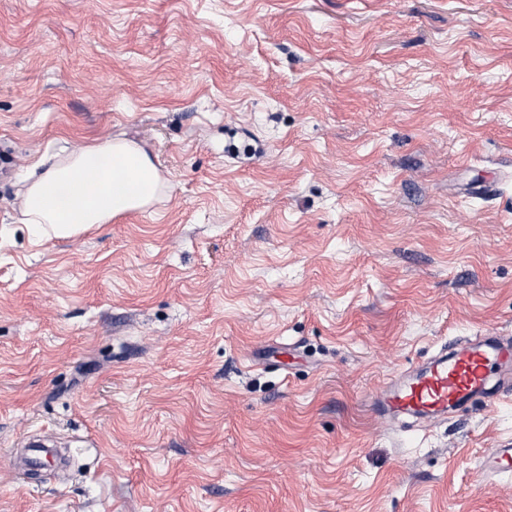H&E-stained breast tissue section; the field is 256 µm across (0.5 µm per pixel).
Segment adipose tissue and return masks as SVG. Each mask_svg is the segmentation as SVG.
Instances as JSON below:
<instances>
[{"instance_id": "adipose-tissue-1", "label": "adipose tissue", "mask_w": 512, "mask_h": 512, "mask_svg": "<svg viewBox=\"0 0 512 512\" xmlns=\"http://www.w3.org/2000/svg\"><path fill=\"white\" fill-rule=\"evenodd\" d=\"M166 188L142 147L111 139L33 165L21 181V221L44 236H71L147 210Z\"/></svg>"}]
</instances>
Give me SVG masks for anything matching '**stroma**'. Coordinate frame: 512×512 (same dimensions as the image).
I'll list each match as a JSON object with an SVG mask.
<instances>
[{
	"mask_svg": "<svg viewBox=\"0 0 512 512\" xmlns=\"http://www.w3.org/2000/svg\"><path fill=\"white\" fill-rule=\"evenodd\" d=\"M123 137L168 183L67 238L26 170ZM237 152H229V144ZM512 336V0H0V512H512V394L370 399ZM68 445L40 478L9 464ZM511 469L512 443L493 448L492 451L482 457L479 465L481 478L484 481H490L500 474L510 472Z\"/></svg>",
	"mask_w": 512,
	"mask_h": 512,
	"instance_id": "35a3bbf8",
	"label": "stroma"
}]
</instances>
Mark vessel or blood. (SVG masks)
I'll list each match as a JSON object with an SVG mask.
<instances>
[{"label":"vessel or blood","mask_w":512,"mask_h":512,"mask_svg":"<svg viewBox=\"0 0 512 512\" xmlns=\"http://www.w3.org/2000/svg\"><path fill=\"white\" fill-rule=\"evenodd\" d=\"M512 369V337L491 332L452 343L430 361L401 371L374 395L382 416L444 418L449 411L497 397ZM482 480L512 471V443L485 454Z\"/></svg>","instance_id":"b4317fda"}]
</instances>
